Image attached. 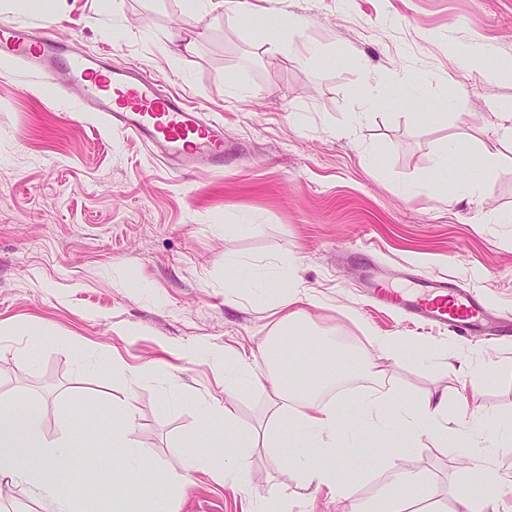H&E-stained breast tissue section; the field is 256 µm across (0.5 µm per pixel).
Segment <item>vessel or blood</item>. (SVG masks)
<instances>
[{
	"label": "vessel or blood",
	"instance_id": "obj_1",
	"mask_svg": "<svg viewBox=\"0 0 512 512\" xmlns=\"http://www.w3.org/2000/svg\"><path fill=\"white\" fill-rule=\"evenodd\" d=\"M0 57L37 65L53 88H77L88 111L98 112L112 126L152 145L155 153L192 173L224 165V133L200 112L188 110L181 97L162 90L141 68L116 69L96 55L68 53L63 44L34 36L20 24L0 25ZM413 297L374 281V298L459 335L479 331L489 312L473 293L452 283L416 277Z\"/></svg>",
	"mask_w": 512,
	"mask_h": 512
}]
</instances>
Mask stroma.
<instances>
[{
	"instance_id": "stroma-1",
	"label": "stroma",
	"mask_w": 512,
	"mask_h": 512,
	"mask_svg": "<svg viewBox=\"0 0 512 512\" xmlns=\"http://www.w3.org/2000/svg\"><path fill=\"white\" fill-rule=\"evenodd\" d=\"M97 2L61 0L56 22L6 4L0 24L143 67L220 123L236 151L223 171L182 174L85 111L77 90L0 59V409L36 407L46 436L70 438L60 482L88 512H112V418L125 404L136 408L132 440L162 470L203 446L197 407L224 400V383L173 348L250 356L265 344L272 319L254 292L224 296L228 260L270 276L288 258L320 300L309 318L371 359L370 337H404L382 384L407 404L444 392L512 420V340L461 338L379 308L358 264L368 255L408 294L406 273L448 277L512 320V223L496 221L512 213V141L490 114L492 100H512V0H253L239 15L183 0ZM292 16L304 21L295 32ZM265 29L280 52H267ZM185 34L194 48L177 52ZM303 41L314 56L298 54ZM367 82L396 104L367 102ZM452 137L476 162L498 152L481 201L456 200L436 172ZM123 325L140 336L119 335ZM465 445L452 435L407 451L337 446L364 477L335 492L304 486L277 449L260 447L239 461L243 490L199 471L171 504L247 512L258 495L292 512H351L395 467L426 472L429 508L456 512L460 493L482 495Z\"/></svg>"
}]
</instances>
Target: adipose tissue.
Returning a JSON list of instances; mask_svg holds the SVG:
<instances>
[{
  "instance_id": "1",
  "label": "adipose tissue",
  "mask_w": 512,
  "mask_h": 512,
  "mask_svg": "<svg viewBox=\"0 0 512 512\" xmlns=\"http://www.w3.org/2000/svg\"><path fill=\"white\" fill-rule=\"evenodd\" d=\"M458 157L469 167L467 178H453L457 199L480 197L497 165L495 152H488L483 166L472 167L469 150L457 139H449L448 153L438 160L439 168H447L451 157ZM280 290L272 304L274 321L269 339L262 351L265 371H258L246 357L237 355L224 359V391L221 404H204L199 408L201 422L220 419L223 430L210 434L205 447L189 452L180 469L167 471L165 491L145 501L143 512H170V497L183 489L192 471L209 467L216 452L224 454V470L232 472L245 451L254 448H279L289 460L298 462L304 482L335 488L337 473H344L348 484H356L361 474L353 464L337 460L334 447L337 439L358 435L375 437L390 433L400 441L401 449L415 447L424 437L447 438L448 398L428 396L417 407L403 403L398 393L389 391L362 405L346 404L344 412L323 402L318 389L335 382L339 375H357L379 380L384 375L380 363L366 354H350L337 348L335 330H322L314 347L302 344L310 325L304 307L317 299L305 289L280 279ZM296 356L300 365H308L311 356L321 357L315 385L289 387L281 369L287 356ZM253 385L266 390L270 408L263 425L243 429L237 424L234 392ZM135 419L134 406H126L112 420V445L119 454L113 465V480L135 478L140 483L153 482L157 466L129 437ZM70 461V445L65 439H51L41 429V419L28 405L13 407L0 413V489L22 485L48 496L55 512H81L73 493L64 491L58 472ZM427 482L416 472L388 469L374 499L359 501L355 512H378L379 503H386L390 512H402L405 503L427 498Z\"/></svg>"
}]
</instances>
